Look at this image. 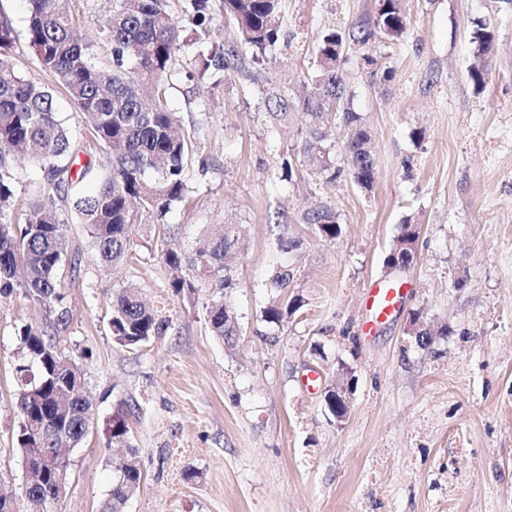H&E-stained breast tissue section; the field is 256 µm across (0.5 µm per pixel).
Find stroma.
I'll return each instance as SVG.
<instances>
[{
    "label": "stroma",
    "instance_id": "1",
    "mask_svg": "<svg viewBox=\"0 0 512 512\" xmlns=\"http://www.w3.org/2000/svg\"><path fill=\"white\" fill-rule=\"evenodd\" d=\"M407 32L348 42L343 64L349 105L367 125L376 181L358 187L345 173L320 182L297 155L308 129L291 111L276 123L265 101L277 87L305 92L316 75V46L327 29L372 25L378 0H284L289 47L265 62L243 53L237 68L201 73L194 49L167 90L184 126L197 125L199 157L188 172L191 200L166 216L174 236L160 239L152 218L131 228L134 250L115 273L100 267L86 225L70 222L75 281L62 285L67 324L53 341L79 364L93 424L70 449L66 497L47 512H105L115 461L105 424L124 412L129 445L143 472L124 512H512V0H399ZM18 32L9 53L26 79L52 87L71 126L80 162L98 161L68 94L43 70L24 35L27 0H0ZM107 0H72L79 33L98 61ZM494 29V51L479 60L477 20ZM490 79L475 87L474 68ZM293 178L281 177L282 159ZM330 200L342 235L322 242L300 215ZM294 218L301 247L277 250L279 213ZM239 223L247 241L232 266L237 285L199 280L192 298L173 295L164 246L183 232ZM420 225L410 269L390 272L384 258L404 223ZM294 273L288 295L300 308L266 322L279 297L277 267ZM462 288H455L456 277ZM373 279L402 286L401 309L363 335L364 289ZM134 283L160 316L165 336L137 348L117 345L108 329L112 293ZM223 297L242 332L234 347L210 335L206 308ZM447 327L429 348L412 343L414 312ZM45 311L21 290L0 295V482L16 512H30L15 438L20 384L14 366L24 326L46 327ZM350 370L352 408L339 422L324 388ZM315 386H307L309 376Z\"/></svg>",
    "mask_w": 512,
    "mask_h": 512
}]
</instances>
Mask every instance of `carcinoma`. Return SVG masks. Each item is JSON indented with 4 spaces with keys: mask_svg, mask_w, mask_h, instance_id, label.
<instances>
[{
    "mask_svg": "<svg viewBox=\"0 0 512 512\" xmlns=\"http://www.w3.org/2000/svg\"><path fill=\"white\" fill-rule=\"evenodd\" d=\"M193 26L209 33L212 16L209 0H188ZM224 18L234 24L242 43L260 61L266 52L287 39L282 29V0H222ZM26 38L40 65L52 73L65 90L79 117L95 140L105 161L93 166L87 162L73 172L76 156L70 142V129L56 110L52 91L25 79L8 59L16 41L12 19L0 9V295L14 286L23 296L56 315L55 325L67 323L61 279L68 274L65 253L66 225L52 212L54 198L73 197L74 216L88 227L100 263L109 271L121 268L134 247L130 226L140 210L154 216L156 224L167 227L164 219L171 207L187 199V173L197 150L195 136L176 131L175 113L169 110L163 82L176 72V60L185 47L180 31L167 9V0H112V14L104 25L103 40L112 47V73L97 64L92 45L77 31L69 0H29ZM406 30V21L397 0H379L374 29L345 34L326 30L317 45V75L308 94L298 99L309 117L308 131L297 146V155L313 173L329 182L336 180L333 153L323 127L336 123L347 131L341 144L348 174L353 182L369 189L375 181L370 131L359 113L345 106L347 86L341 62L347 39L369 43L377 34L397 39ZM476 54L493 51L494 33L489 23H480L472 33ZM239 59L237 46L221 52L199 55L202 72L222 71ZM270 118L286 119L294 107L288 95L275 97ZM25 154L44 172L41 199L29 203L24 223L16 220L13 160ZM96 181L91 195L77 192L86 176ZM300 223L314 229L321 241L333 244L342 234L338 215L325 199L303 212ZM290 217H285L277 236L280 250L301 247L290 235ZM246 236L243 224H224L215 232L195 238L189 250H162L161 261L176 275L169 288L179 295L197 290L194 281L181 274L189 268L199 278L218 276L224 287L234 285L233 269L226 263L237 252ZM296 299L272 301L263 311L265 321L280 323L296 310ZM212 336L232 347L240 336L234 308L220 299L207 307ZM114 342L123 347L144 346L163 334L166 320L128 284L112 296L108 321ZM22 354L15 366L17 377L30 371L33 380L24 384L17 401L22 424L17 436L20 456L38 451L52 458L53 467L27 486L31 509L45 501L63 498L60 480L71 478L70 463L60 452L80 444L93 423L90 403L84 395L85 378L81 367L63 360L57 347L46 339L45 331L33 327L20 336ZM128 427L122 414L106 424L107 442L127 438ZM135 449H128L123 477L110 491L108 512H122L123 505L139 488L143 473Z\"/></svg>",
    "mask_w": 512,
    "mask_h": 512,
    "instance_id": "obj_1",
    "label": "carcinoma"
}]
</instances>
